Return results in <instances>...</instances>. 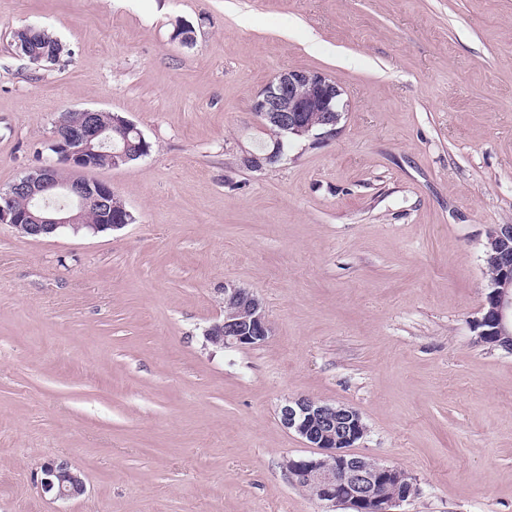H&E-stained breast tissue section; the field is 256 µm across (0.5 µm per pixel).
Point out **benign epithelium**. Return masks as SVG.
I'll list each match as a JSON object with an SVG mask.
<instances>
[{
    "label": "benign epithelium",
    "instance_id": "1",
    "mask_svg": "<svg viewBox=\"0 0 512 512\" xmlns=\"http://www.w3.org/2000/svg\"><path fill=\"white\" fill-rule=\"evenodd\" d=\"M343 90L330 77L312 70L280 73L254 100L251 110L261 120L287 134L328 137L336 132L342 113L337 109ZM320 112L319 124L307 113ZM135 130L127 118L112 114L108 125L98 121V111H66L55 122L49 148L56 161L28 171L5 189H0V224H10L31 238H40L84 222L91 208L99 221L88 225L93 233L119 228L133 221L125 206L115 207L117 194L112 185L90 179L86 172L100 165L107 155L108 165L119 168L150 154L143 133H138L140 148L131 152L117 144L114 136L125 137ZM109 151H104V148ZM283 141L262 155L244 157L247 166L260 169L282 161ZM24 197L30 207L20 210L15 199ZM485 262L495 271L473 328L479 336H512V224H496L487 236ZM224 318L205 330L208 342L223 341L226 348L259 346L266 342L271 327L262 302L254 292L233 284L224 285ZM281 424L298 434L321 456L287 461L286 469L296 474L321 502L344 505L352 512H397V508L416 493L409 486L400 495L380 494V485L397 481L402 469L381 464L350 452L366 434L361 414L352 407L330 405L299 396L280 408ZM42 487L58 497H75L84 484L64 462H49L43 469Z\"/></svg>",
    "mask_w": 512,
    "mask_h": 512
}]
</instances>
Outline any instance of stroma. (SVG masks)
Wrapping results in <instances>:
<instances>
[{"label":"stroma","instance_id":"obj_1","mask_svg":"<svg viewBox=\"0 0 512 512\" xmlns=\"http://www.w3.org/2000/svg\"><path fill=\"white\" fill-rule=\"evenodd\" d=\"M31 24L59 63L15 54ZM285 69L343 88L338 131L247 167ZM85 108L152 151L92 173L122 228L0 224V512H349L288 475L319 454L297 396L361 413L355 453L416 484L399 512H512V354L473 331L512 224V0H0V188ZM228 283L265 344L206 342ZM52 460L82 495L43 490Z\"/></svg>","mask_w":512,"mask_h":512}]
</instances>
